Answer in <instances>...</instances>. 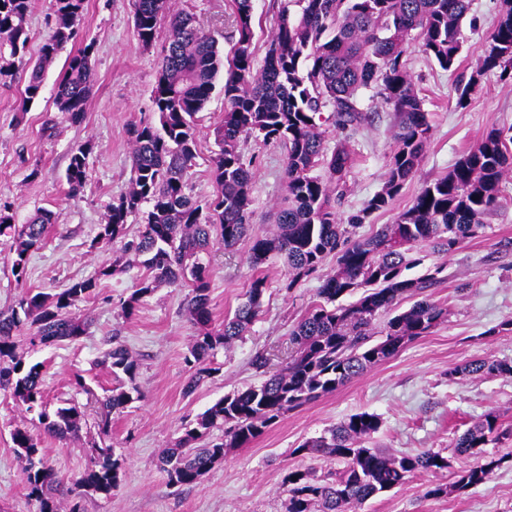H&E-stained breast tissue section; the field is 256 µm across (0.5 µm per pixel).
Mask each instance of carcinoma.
<instances>
[{
  "instance_id": "1",
  "label": "carcinoma",
  "mask_w": 512,
  "mask_h": 512,
  "mask_svg": "<svg viewBox=\"0 0 512 512\" xmlns=\"http://www.w3.org/2000/svg\"><path fill=\"white\" fill-rule=\"evenodd\" d=\"M293 5L299 7L295 14ZM469 5L470 0H283L257 71L253 0H231L235 43L224 78V120L215 132L218 151L210 170L214 194L201 204L186 193L185 176L196 158L195 116L204 109L224 67L218 43L193 15L170 10L168 0H130L142 44L152 45L163 18L168 19L169 37L152 91L155 120H143L130 130L128 186L109 207L98 242L125 238L129 216L143 213L138 234L124 243L129 263L146 270L140 287L120 302L125 316H132L143 298L160 286L188 289L184 310L198 333L185 357V392H193L211 374L216 351L254 323L266 291L265 277H253L247 300L221 325H213L211 268L200 254L216 245L231 252L248 237L252 267L273 256L284 257L290 288L316 273L329 255L336 257V268L324 275L316 300L289 333L295 351L286 365L258 385L224 395L182 428L174 447L159 460L169 484L197 483L224 460L225 449L249 445L289 411L336 391L447 320V308L431 294L442 281L444 266L416 278L403 271L421 264L417 254L423 247L450 254L482 233L483 217L497 207L500 185L512 172V126L488 131L446 175L425 184L394 223L364 238L351 237L347 227L355 228L387 209L415 177L431 124L404 57L417 39L427 58L445 70L451 68L460 52L461 24ZM85 10L86 0H54L55 30L33 62L27 58L30 0H0V55L9 53L29 72L23 104L40 95L46 68L74 39ZM93 51L91 42L69 56L56 83L55 104L73 124L83 121L95 80ZM494 70L502 78L512 77V0H500L489 47L475 73L458 87L457 105L465 106L479 76ZM370 88L398 114L395 149L383 189L344 226L331 200L345 191L353 158L344 141L331 153L324 151L321 122L330 121L342 130L363 123L360 92ZM251 138L286 148L285 197L275 229L252 237V174L241 152ZM91 152L88 142L71 152L65 171L69 192L83 188ZM53 223L55 214L42 210L16 226L9 211L0 208V232L13 231L11 270L17 281L25 279L29 255L40 248L47 225ZM117 266L116 260L98 276L53 294L27 289L14 306L0 311V390L26 412L37 413L45 436L78 435L84 414L74 403L47 410L42 364L26 363L16 337L27 326L33 346L79 340L85 322L70 308L95 296L100 280L114 274ZM354 294V301L340 302ZM405 298L415 299L414 304L397 310ZM382 315L386 320L380 326ZM105 359L113 376H125L100 400L98 428L107 437L112 414L140 400L142 392L136 383L139 363L127 350L115 347ZM484 375L512 378V361L479 359L448 370L450 379ZM380 425L375 414L355 413L293 449L294 455L331 458L343 468L330 480L318 479L307 469L289 471L283 482L288 512H353L411 476L448 469V458L438 451L387 454L364 446ZM217 427L224 428V439L201 444ZM511 438L512 427L503 426L495 413L483 415L454 443L457 453L480 462L461 471L451 485H437L428 494L443 496L483 483L504 460L486 454V445ZM11 439L24 462L23 482L35 512H82V499L108 498L120 486L122 460L110 444L98 447L84 471L64 489L60 472L48 464L37 436L16 427Z\"/></svg>"
}]
</instances>
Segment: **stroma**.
I'll return each instance as SVG.
<instances>
[{
  "mask_svg": "<svg viewBox=\"0 0 512 512\" xmlns=\"http://www.w3.org/2000/svg\"><path fill=\"white\" fill-rule=\"evenodd\" d=\"M176 11L192 13L213 34L223 54H230L232 11L229 0H169ZM499 0H471L462 26V47L453 70L428 60L419 44L407 54L408 69L428 112L431 136L416 176L392 206L373 213L358 230L366 236L380 225L393 223L427 182L447 174L459 158L493 128L512 126V80L498 72L484 74L466 107H458L457 88L478 66L491 41ZM169 35L167 22L157 27L153 46H143L134 27L128 0H88V11L75 40L60 51L47 68L40 97L22 107L20 92L26 78L16 73L0 84V206H9L15 223H26L37 210L55 213L41 247L32 253L27 277L16 282L9 259L10 233L0 234V310L15 304L24 289L54 293L72 282L91 278L113 260V249L96 242L99 228L113 201L127 187L131 168L130 128L152 115V90L159 71L158 51ZM95 75L85 119L71 124L54 104L55 86L68 55L87 43ZM366 122L356 130L327 127L323 147L332 151L346 141L353 155L347 190L337 202L339 218H347L380 192L387 163L394 150L398 117L375 92L362 95ZM224 118V90L215 87L196 125V164L188 192L207 200L214 191L210 177L216 150L214 129ZM91 142L87 179L78 194L65 181L69 155ZM252 161L254 199L252 232L273 230L274 213L285 196L283 167L286 151L277 143L251 140L241 147ZM479 237L452 254L422 249L421 265L407 270L414 278L435 265H444L446 280L433 290L434 301L448 310V319L428 335L405 343L389 360L354 378L335 392L290 411L246 448L228 449L196 484L169 485L159 467L162 452L171 447L181 424L233 390L260 383L252 367L256 354H265L270 370L288 356V332L315 299L321 275L287 288V266L274 257L252 267L249 242L235 251L211 248L206 255L212 275L209 298L215 321L233 315L244 301L253 276L267 279L258 319L232 345L219 349L214 372L192 392L185 393L189 375L185 364L196 328L188 319L185 293L162 286L145 297L132 316H124L120 301L136 289L144 275L133 265L102 280L95 297L72 309L86 323L76 342L61 341L31 347L27 335L17 338L18 351L30 362L45 365L44 389L48 410L66 403L85 406L89 416L78 437L60 441L43 437L40 443L49 462L62 475H78L100 441L93 415L97 401L115 380L103 362L104 352L121 345L138 360L141 400L113 414L112 448L123 460L120 487L111 498L84 500V512H287L283 481L293 469H313L324 477L337 463L322 457H301L294 450L320 436L351 414H376L382 426L373 445L398 454L434 450L447 456L449 467L437 474L408 478L384 494L366 500L356 512H512V439L487 445V452L503 456L500 468L483 484L433 497L429 488L450 484L468 469L474 457L458 454L456 437L488 412L512 425V379L483 376L452 380L448 371L477 358L512 361V174L500 186L497 208L486 215ZM84 387H77L75 376ZM18 426L37 430L36 414L25 412L0 392V512H35L22 480V461L10 438Z\"/></svg>",
  "mask_w": 512,
  "mask_h": 512,
  "instance_id": "stroma-1",
  "label": "stroma"
}]
</instances>
